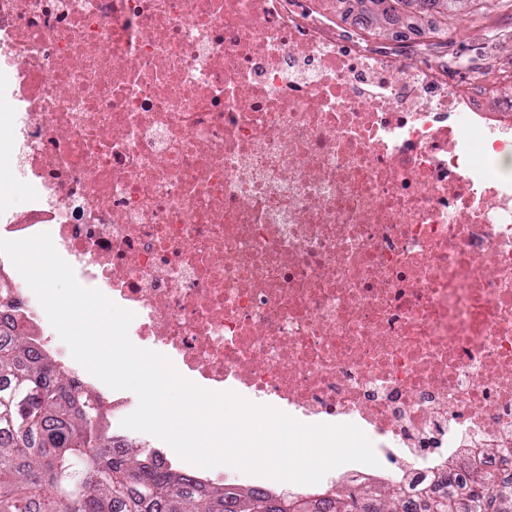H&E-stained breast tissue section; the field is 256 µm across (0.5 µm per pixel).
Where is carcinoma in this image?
<instances>
[{"instance_id": "1", "label": "carcinoma", "mask_w": 512, "mask_h": 512, "mask_svg": "<svg viewBox=\"0 0 512 512\" xmlns=\"http://www.w3.org/2000/svg\"><path fill=\"white\" fill-rule=\"evenodd\" d=\"M363 5V28L381 29L401 18L392 0L376 15L368 4L382 0H336ZM471 0H416L454 24ZM124 452H112L114 445ZM156 454L134 448L109 430L100 400L77 391L75 381L33 349L29 333L0 320V512H252L248 502L270 504L268 512H413L401 485L369 486L360 493L334 487L298 494L281 505L274 492L244 493L203 485L171 468ZM448 490L421 492V512H512V481L472 464L465 485L453 471Z\"/></svg>"}]
</instances>
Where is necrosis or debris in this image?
I'll list each match as a JSON object with an SVG mask.
<instances>
[{"label": "necrosis or debris", "instance_id": "obj_1", "mask_svg": "<svg viewBox=\"0 0 512 512\" xmlns=\"http://www.w3.org/2000/svg\"><path fill=\"white\" fill-rule=\"evenodd\" d=\"M490 50H347L295 0H0V134L26 190L0 238L50 233L203 389L355 425L417 487L446 447L510 478L512 178L490 153L512 126L482 106L512 99ZM0 286V314L99 391L1 263Z\"/></svg>", "mask_w": 512, "mask_h": 512}]
</instances>
